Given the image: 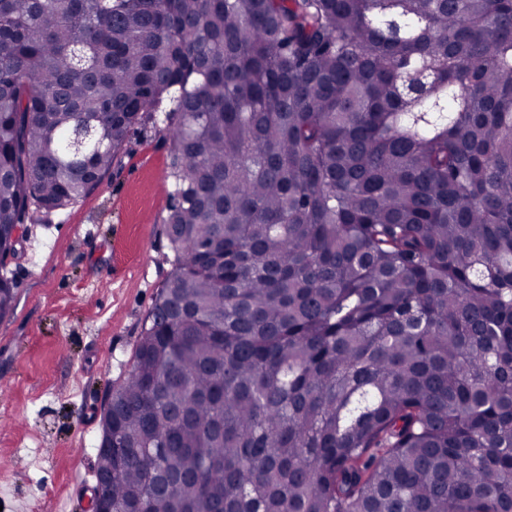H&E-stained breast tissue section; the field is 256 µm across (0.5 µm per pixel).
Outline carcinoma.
<instances>
[{"mask_svg":"<svg viewBox=\"0 0 512 512\" xmlns=\"http://www.w3.org/2000/svg\"><path fill=\"white\" fill-rule=\"evenodd\" d=\"M148 122L112 512H512V0H0V253Z\"/></svg>","mask_w":512,"mask_h":512,"instance_id":"1","label":"carcinoma"}]
</instances>
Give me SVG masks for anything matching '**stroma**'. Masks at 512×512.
<instances>
[{"mask_svg": "<svg viewBox=\"0 0 512 512\" xmlns=\"http://www.w3.org/2000/svg\"><path fill=\"white\" fill-rule=\"evenodd\" d=\"M171 153L153 128L131 137L100 188L38 215L7 268L0 319V512H89L101 415L129 372L169 273L163 224ZM16 292L13 278L7 272H0V319L9 316L15 308Z\"/></svg>", "mask_w": 512, "mask_h": 512, "instance_id": "1", "label": "stroma"}]
</instances>
